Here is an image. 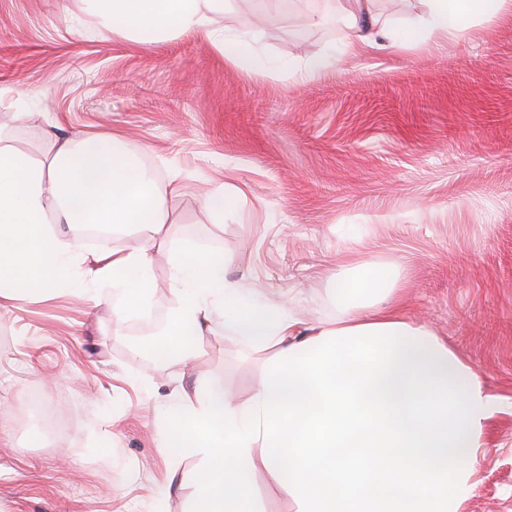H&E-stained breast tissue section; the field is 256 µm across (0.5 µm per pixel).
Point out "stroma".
Instances as JSON below:
<instances>
[{
    "mask_svg": "<svg viewBox=\"0 0 512 512\" xmlns=\"http://www.w3.org/2000/svg\"><path fill=\"white\" fill-rule=\"evenodd\" d=\"M392 44L351 57L333 0H228L214 26L273 73L252 77L193 33L105 34L84 0H0V141L41 158L44 132L112 131L159 180L171 246L219 252L228 278L304 319L336 316L335 269L399 270L396 305L497 396L463 512H512V14H470L435 45L421 0H379ZM330 71L295 74L306 57ZM232 204L210 210L202 190ZM121 319L84 267L51 295L0 303V512H188L198 458L159 448L178 386L246 396L262 369L232 338L156 363L134 342L167 316L170 265ZM38 397L67 427L54 439Z\"/></svg>",
    "mask_w": 512,
    "mask_h": 512,
    "instance_id": "stroma-1",
    "label": "stroma"
}]
</instances>
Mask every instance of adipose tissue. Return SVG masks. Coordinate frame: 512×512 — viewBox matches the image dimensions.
Listing matches in <instances>:
<instances>
[{
	"mask_svg": "<svg viewBox=\"0 0 512 512\" xmlns=\"http://www.w3.org/2000/svg\"><path fill=\"white\" fill-rule=\"evenodd\" d=\"M415 19L435 41L455 36L480 0H423ZM106 31L147 37L171 29L205 37L247 72L268 68L218 33L224 0H87ZM352 52L378 24L375 0H344ZM173 187L141 168L119 135H52L42 159L0 146V301L44 293L73 262L111 280L124 315L152 295L149 244L168 234ZM104 224L140 232L147 247L76 257L46 225ZM336 319L306 322L285 303L247 295L224 275L217 252L173 255V296L161 342L167 359L196 351L181 332L239 336L266 354L247 398L223 386L181 390L165 415L160 448L187 440L201 464L190 512H263L255 476L266 472L294 512H462L472 496V461L500 409L480 375L423 323L374 297L397 289L389 267L354 262L334 272Z\"/></svg>",
	"mask_w": 512,
	"mask_h": 512,
	"instance_id": "obj_1",
	"label": "adipose tissue"
}]
</instances>
